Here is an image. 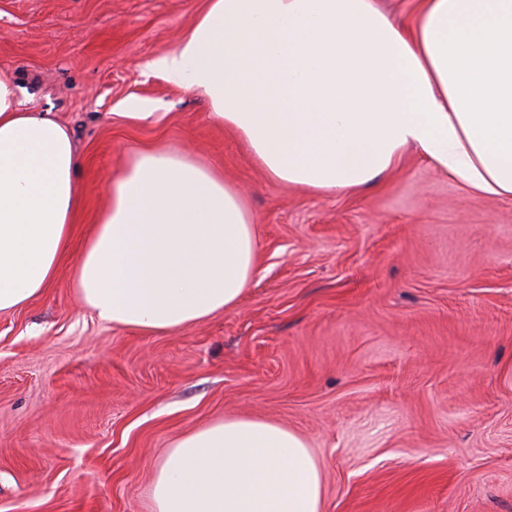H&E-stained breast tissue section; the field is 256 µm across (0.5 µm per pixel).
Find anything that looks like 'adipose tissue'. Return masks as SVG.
Instances as JSON below:
<instances>
[{"mask_svg":"<svg viewBox=\"0 0 512 512\" xmlns=\"http://www.w3.org/2000/svg\"><path fill=\"white\" fill-rule=\"evenodd\" d=\"M152 69L202 92L267 177L351 193L416 148L473 193L512 201V0H207ZM79 159L0 69V312L42 294L68 250ZM76 290L101 321L170 333L235 306L258 250L241 190L186 151L135 152L109 182ZM156 512H323L321 471L278 424L231 417L180 436L156 467Z\"/></svg>","mask_w":512,"mask_h":512,"instance_id":"obj_1","label":"adipose tissue"}]
</instances>
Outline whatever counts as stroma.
I'll return each mask as SVG.
<instances>
[{"instance_id": "35a3bbf8", "label": "stroma", "mask_w": 512, "mask_h": 512, "mask_svg": "<svg viewBox=\"0 0 512 512\" xmlns=\"http://www.w3.org/2000/svg\"><path fill=\"white\" fill-rule=\"evenodd\" d=\"M205 5L0 0V67L72 133L79 240L148 148L240 187L258 238L239 304L175 332L99 321L79 241L0 313V512H155L172 442L228 417L301 436L324 512H512V202L412 149L350 194L270 182L202 94L148 68Z\"/></svg>"}]
</instances>
